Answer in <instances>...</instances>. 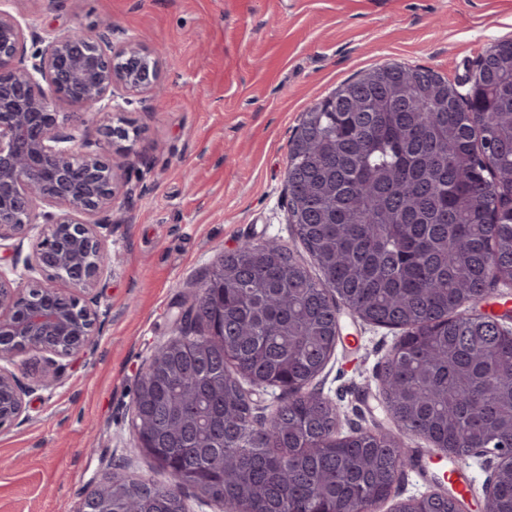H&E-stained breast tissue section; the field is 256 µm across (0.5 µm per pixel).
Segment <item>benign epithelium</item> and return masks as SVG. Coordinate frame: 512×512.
Here are the masks:
<instances>
[{"label": "benign epithelium", "instance_id": "7a95c632", "mask_svg": "<svg viewBox=\"0 0 512 512\" xmlns=\"http://www.w3.org/2000/svg\"><path fill=\"white\" fill-rule=\"evenodd\" d=\"M102 23L27 53L37 33L0 7V241L33 236L24 262L0 265V430L26 414L29 397L58 381L60 360L93 348L100 314L89 299L112 271L100 215L116 209L126 178L99 143L87 139L84 120L56 111V102L121 112L133 97L151 94L161 79L160 52L139 42L114 40ZM480 71L452 83L470 99ZM64 287L59 288L56 283ZM22 352L43 359L45 370L25 384L14 370ZM512 448H475L495 469Z\"/></svg>", "mask_w": 512, "mask_h": 512}]
</instances>
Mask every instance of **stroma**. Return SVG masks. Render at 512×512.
Returning a JSON list of instances; mask_svg holds the SVG:
<instances>
[{
  "instance_id": "35a3bbf8",
  "label": "stroma",
  "mask_w": 512,
  "mask_h": 512,
  "mask_svg": "<svg viewBox=\"0 0 512 512\" xmlns=\"http://www.w3.org/2000/svg\"><path fill=\"white\" fill-rule=\"evenodd\" d=\"M44 38L108 19L121 37L166 48L158 90L121 117L133 135L118 189L124 223L104 229L91 353L0 431V512H77L91 485L123 472L169 476L131 425L140 373L178 335L201 278L238 241L275 240L309 262L289 222V142L314 103L367 69L402 63L463 80L512 39V0H10ZM340 339L314 388L340 398V435L391 426L374 373L401 332L341 309Z\"/></svg>"
}]
</instances>
